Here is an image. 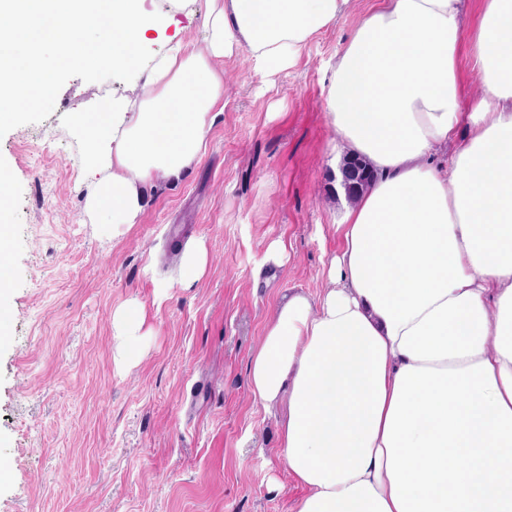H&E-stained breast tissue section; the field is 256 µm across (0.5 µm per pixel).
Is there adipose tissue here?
Here are the masks:
<instances>
[{"label": "adipose tissue", "mask_w": 512, "mask_h": 512, "mask_svg": "<svg viewBox=\"0 0 512 512\" xmlns=\"http://www.w3.org/2000/svg\"><path fill=\"white\" fill-rule=\"evenodd\" d=\"M346 3L206 0L205 52L173 40L147 66L166 18L142 0H0V127L18 104L53 100L45 45L66 68L136 73L141 98L72 117L90 142L86 209L117 235L149 184L199 161L224 99L220 62L245 53L260 75L283 69ZM328 98L375 179L336 226L329 288L280 306L248 363L254 398L281 416L278 454L301 490L291 512H512V0H480L467 33L460 0H377ZM463 122L468 142L447 171L431 167ZM12 190L0 168L1 289ZM143 325L137 302L114 313L119 363H134Z\"/></svg>", "instance_id": "adipose-tissue-1"}]
</instances>
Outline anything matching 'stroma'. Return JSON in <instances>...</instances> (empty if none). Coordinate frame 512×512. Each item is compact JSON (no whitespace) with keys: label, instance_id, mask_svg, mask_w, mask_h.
Segmentation results:
<instances>
[{"label":"stroma","instance_id":"1","mask_svg":"<svg viewBox=\"0 0 512 512\" xmlns=\"http://www.w3.org/2000/svg\"><path fill=\"white\" fill-rule=\"evenodd\" d=\"M375 2L349 0L269 77L246 56L224 59L204 154L148 186L145 212L117 237L84 208L87 140L72 114L138 96L141 81L57 69L51 104L0 129L14 185L0 512H289L299 490L276 454V418L252 394L249 356L284 297L329 285L349 206L331 178L348 148L327 117L329 80ZM204 10L191 0L145 60L172 38L204 51ZM199 242L206 274L182 287L181 252ZM129 301L148 335L127 369L112 316Z\"/></svg>","mask_w":512,"mask_h":512}]
</instances>
